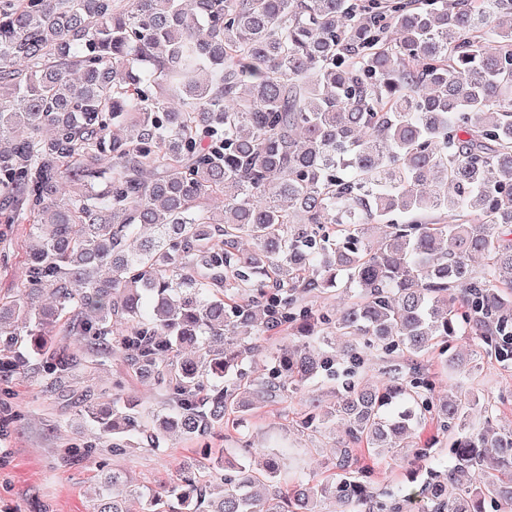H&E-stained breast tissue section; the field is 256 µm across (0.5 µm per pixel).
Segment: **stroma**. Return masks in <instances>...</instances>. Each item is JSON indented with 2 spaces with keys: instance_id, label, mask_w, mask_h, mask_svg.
<instances>
[{
  "instance_id": "stroma-1",
  "label": "stroma",
  "mask_w": 512,
  "mask_h": 512,
  "mask_svg": "<svg viewBox=\"0 0 512 512\" xmlns=\"http://www.w3.org/2000/svg\"><path fill=\"white\" fill-rule=\"evenodd\" d=\"M32 245L28 225L0 235V296L15 294L24 284L28 253ZM480 364V393L496 407L491 425L512 427V368L494 359ZM122 377V395L143 409L161 410L163 395L152 381L128 372L121 356H114L101 369L72 380L71 389L81 393L93 384L102 391V402L112 399V381ZM330 403L328 387L310 385L293 400L271 404L253 415L236 418L227 430L188 441L170 435L164 451L136 448L113 454L112 441L87 430L83 411L51 397L42 384L27 375L0 379V512H93L94 489L104 475L117 471L142 491L157 484H173L184 467L199 458L202 449L220 448L229 457L248 454L259 464L263 452H279L284 458V477L323 479L336 456L339 433L310 436L298 431L295 415L308 396ZM99 443L90 457L67 456L71 447Z\"/></svg>"
}]
</instances>
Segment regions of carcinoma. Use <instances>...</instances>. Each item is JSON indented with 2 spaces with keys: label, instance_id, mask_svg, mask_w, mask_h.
<instances>
[{
  "label": "carcinoma",
  "instance_id": "carcinoma-1",
  "mask_svg": "<svg viewBox=\"0 0 512 512\" xmlns=\"http://www.w3.org/2000/svg\"><path fill=\"white\" fill-rule=\"evenodd\" d=\"M0 224L37 238L0 299V375L61 396L118 354L166 393L144 414L118 382L107 407L87 391L116 454L351 367L298 420L345 425L326 481L283 487L276 453L254 469L205 451L146 496L112 472L97 512L124 495L172 512L174 494L185 512H374L355 448L424 468L430 419L449 459L427 512H512V429L472 420L496 412L477 392L434 403L424 365L461 331L512 363V0H0Z\"/></svg>",
  "mask_w": 512,
  "mask_h": 512
}]
</instances>
